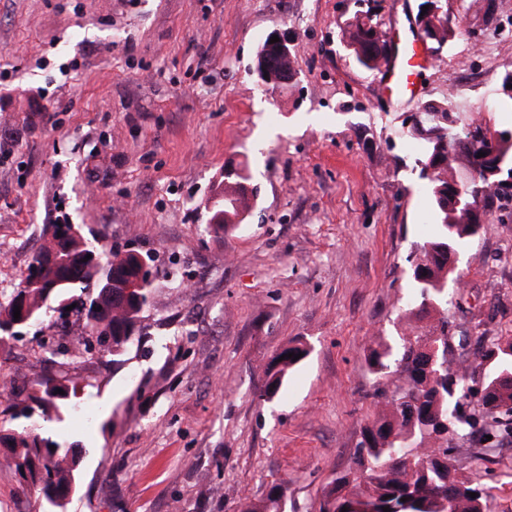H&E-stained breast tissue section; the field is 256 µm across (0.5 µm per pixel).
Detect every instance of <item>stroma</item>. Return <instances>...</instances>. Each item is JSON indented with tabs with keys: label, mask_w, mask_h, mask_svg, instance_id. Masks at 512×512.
Returning a JSON list of instances; mask_svg holds the SVG:
<instances>
[{
	"label": "stroma",
	"mask_w": 512,
	"mask_h": 512,
	"mask_svg": "<svg viewBox=\"0 0 512 512\" xmlns=\"http://www.w3.org/2000/svg\"><path fill=\"white\" fill-rule=\"evenodd\" d=\"M495 28L428 56L420 100L512 129L499 79L512 64V0ZM356 0H0V300L27 274L43 231L69 218L104 253L151 257L142 338L121 355L75 358L90 419L64 414L47 435L84 450L67 512H239L272 482L288 512H317L353 465L380 407L368 353L425 335L410 319L412 251L433 208L402 122L342 31ZM274 32L297 76L262 94L256 55ZM258 196L217 238L208 211L228 164ZM449 360L482 379L487 344L512 336V196L455 257ZM44 322L0 341V382L48 368ZM308 355L277 398L254 395L289 342ZM490 512H512V443L452 441Z\"/></svg>",
	"instance_id": "1"
}]
</instances>
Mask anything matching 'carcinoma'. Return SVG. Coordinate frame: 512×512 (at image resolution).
Returning <instances> with one entry per match:
<instances>
[{
    "label": "carcinoma",
    "instance_id": "1",
    "mask_svg": "<svg viewBox=\"0 0 512 512\" xmlns=\"http://www.w3.org/2000/svg\"><path fill=\"white\" fill-rule=\"evenodd\" d=\"M431 5L423 18L434 31L435 51L464 36L463 17L450 11L448 0H424ZM343 40L356 62L364 69L381 70L388 59V41L376 5L356 12L343 30ZM267 69L269 90L274 92L291 83L287 73L294 71V59L273 56L266 46L257 53L256 69ZM406 135L418 144L415 165L419 178L432 201L435 223L433 236L417 246L412 270L414 297L411 310L416 315H437V325L428 336L403 338L396 352L381 341L370 349V372L378 380L375 397L381 406L378 417L362 432L356 468L334 479L324 492L319 512H487L486 489L451 462L449 440L464 433L491 436L494 443L512 442V339L499 341L482 351L491 365L478 387L479 410L468 412L465 401L472 388L466 385L472 372L467 359L448 364V266L462 243L479 233L477 221L487 216L474 213L467 198L480 191L483 202L503 190L502 178L512 179V145L502 150V175L481 177L466 184L462 177L483 166L479 153L489 145L478 134L490 128L488 122H467L455 111L451 98L429 100L416 106L406 117ZM245 169L224 167L222 199L214 205L210 219L224 215V222L209 223L216 238H222L244 223L253 205L255 188L247 185ZM69 224H56L45 231L43 243L32 264L42 266V281L35 288H16L0 305V339L15 322L14 309L41 319L45 296L55 304L75 305L74 325L78 334L67 332L44 336L38 347L59 358V365L88 351L92 344L100 350L119 354L141 337L140 314L148 301L149 289L130 296L125 283L136 276L138 255L114 254L107 265L85 260L92 251L87 240L68 236ZM67 284L50 291L59 278ZM112 281L109 288L103 287ZM92 291L87 300L74 298L73 291ZM307 355L306 346L297 342L283 348L264 369L263 384L255 396L271 401L281 392L288 372L297 364L288 354ZM284 360H279V357ZM62 389L64 394L56 393ZM84 385L60 372L47 375L31 387L11 391L0 411V447L9 449L7 463L18 476L26 495L40 499L43 512H65L77 492L81 465L80 450L65 446L44 435V423L62 420L67 411L81 407ZM55 449H50V446ZM288 488L282 482L271 484L266 496L247 501L240 512H288ZM476 493L471 497L470 493Z\"/></svg>",
    "mask_w": 512,
    "mask_h": 512
}]
</instances>
